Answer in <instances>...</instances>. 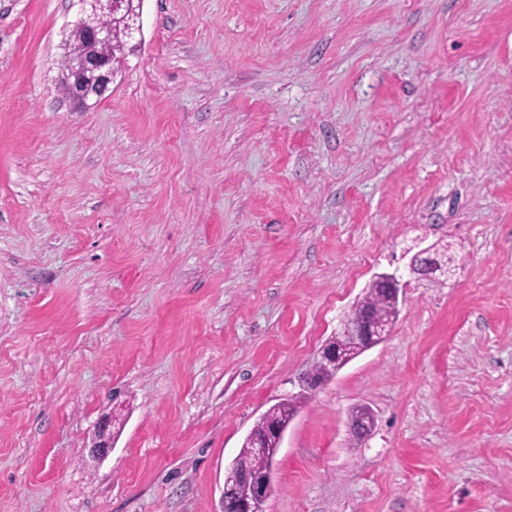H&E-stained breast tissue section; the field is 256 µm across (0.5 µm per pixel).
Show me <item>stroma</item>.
<instances>
[{
  "label": "stroma",
  "mask_w": 512,
  "mask_h": 512,
  "mask_svg": "<svg viewBox=\"0 0 512 512\" xmlns=\"http://www.w3.org/2000/svg\"><path fill=\"white\" fill-rule=\"evenodd\" d=\"M77 13L0 0V512H220L285 399L265 512H512V0H143L84 112ZM419 239L454 278L309 390ZM295 412V408L290 401H281L272 405L255 422L251 429L252 434L265 436L269 448H277L276 432L288 428Z\"/></svg>",
  "instance_id": "1"
}]
</instances>
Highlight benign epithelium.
<instances>
[{
    "mask_svg": "<svg viewBox=\"0 0 512 512\" xmlns=\"http://www.w3.org/2000/svg\"><path fill=\"white\" fill-rule=\"evenodd\" d=\"M80 10L66 39L76 42L66 53V68L63 73L66 95L84 111L88 109L91 97L101 98L116 77L110 48L117 31H122L127 41H140L142 33V0H77ZM410 275H421L433 280H449L455 275V268L443 264L435 247L418 250L408 263ZM372 281L382 282L390 287L396 301H401L403 275L399 270L384 271L373 275ZM392 328H376L370 321L344 323L340 330L342 339H356L360 336H375V344L382 343L390 336ZM111 420L99 423L97 441L89 453L102 457L112 448L108 429ZM271 493L266 481L252 483V492L246 498L235 495L234 489L224 485L222 507L232 505L236 512H264V506Z\"/></svg>",
    "mask_w": 512,
    "mask_h": 512,
    "instance_id": "benign-epithelium-1",
    "label": "benign epithelium"
}]
</instances>
